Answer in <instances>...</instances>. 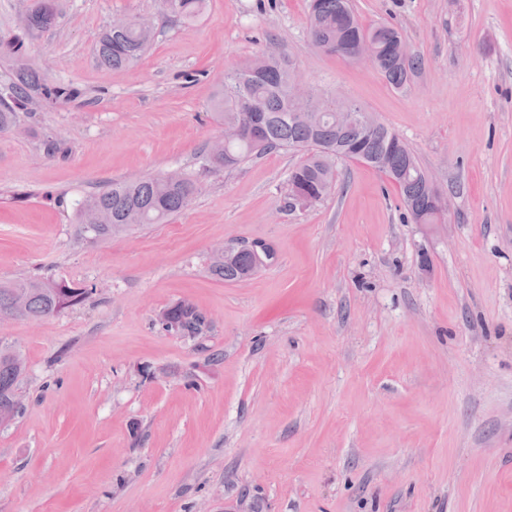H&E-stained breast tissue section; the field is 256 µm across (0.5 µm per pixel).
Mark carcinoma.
I'll return each instance as SVG.
<instances>
[{"instance_id": "cac0c4a2", "label": "carcinoma", "mask_w": 512, "mask_h": 512, "mask_svg": "<svg viewBox=\"0 0 512 512\" xmlns=\"http://www.w3.org/2000/svg\"><path fill=\"white\" fill-rule=\"evenodd\" d=\"M172 12L183 20L196 18L204 0H174ZM30 31H44L57 19V0H34L26 14ZM311 44L328 55L351 58L358 39L370 40L376 49L378 69L394 86L407 84L418 68V58L408 53L399 32L381 24L366 27L354 15L349 0H311L309 17ZM153 28L136 19L122 29L106 28L99 39V60L114 70L134 64L148 49ZM246 63L228 73L224 88L212 102L215 119L232 132L254 114L264 127V139L257 143L246 136H234L219 152L207 151L202 167L211 171L232 170L264 153L293 150L303 160L288 174L289 192L320 200L336 181V160L355 159L373 168H384L398 186L411 220L434 224L431 184L415 154L395 132L377 119L369 128L341 125L336 113L358 106L356 102L323 98L322 103L302 115L294 112L291 88L294 83L290 61L273 54L260 56V70L253 74ZM75 91L47 78L27 64L16 67L10 83V99L0 100V132L14 123V108L34 99L68 100ZM198 192L190 174L177 182L165 177L118 180L101 193L85 197L73 205L77 236L98 243L150 224H162L186 208ZM250 257L209 259L212 276L236 282L250 272ZM26 297L24 319L40 321L82 304L93 289L84 283L67 282L32 275L0 284V314L13 309L14 296ZM163 328L182 336H198L206 328L204 317L188 303H176L163 312ZM25 369L23 355L10 347H0V412L18 415L12 390Z\"/></svg>"}]
</instances>
